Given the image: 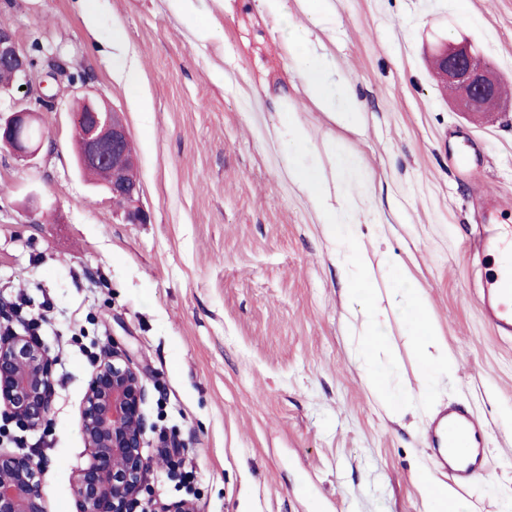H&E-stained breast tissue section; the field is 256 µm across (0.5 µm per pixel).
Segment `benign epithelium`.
Instances as JSON below:
<instances>
[{
  "instance_id": "7a95c632",
  "label": "benign epithelium",
  "mask_w": 512,
  "mask_h": 512,
  "mask_svg": "<svg viewBox=\"0 0 512 512\" xmlns=\"http://www.w3.org/2000/svg\"><path fill=\"white\" fill-rule=\"evenodd\" d=\"M432 64L461 111L488 113L499 104L501 79L468 42L442 44ZM0 73L11 77L10 83L0 85V95L23 86L24 97L36 105L6 117L0 114V145L19 158L32 157L47 136L40 114L54 108V97L43 91L45 81L14 32L2 27ZM71 122L79 167L108 168L111 180L105 192L112 204L126 223H144L137 162L127 148L129 134L121 113L86 97L71 112ZM53 391L52 359L42 343L15 330L0 336V412L26 430L44 429ZM144 395L129 356L117 347L105 353L88 382L81 412L80 432L91 458L73 478L80 512H196L191 499L154 506L156 465L163 464L174 477L179 462L165 447L157 460L144 455ZM0 512H49L34 460L0 450Z\"/></svg>"
}]
</instances>
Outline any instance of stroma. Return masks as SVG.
<instances>
[{
	"instance_id": "1",
	"label": "stroma",
	"mask_w": 512,
	"mask_h": 512,
	"mask_svg": "<svg viewBox=\"0 0 512 512\" xmlns=\"http://www.w3.org/2000/svg\"><path fill=\"white\" fill-rule=\"evenodd\" d=\"M316 47L333 93L351 86L363 134L333 123L304 94L275 19L248 0H0V26L44 64L62 65L43 113L42 149L0 152V302L45 316L54 360L51 425L26 431L0 415V448L35 456L49 512H78L72 478L91 455L80 433L90 356L118 346L139 371L148 444L178 446L188 484L158 471L157 500L197 512H421L414 469L431 457L424 418L392 420L354 357L361 321L344 302L324 226L284 172L271 131L277 96L305 123L324 173L333 150L376 185L370 223L382 244L365 263L390 326L402 385L421 370L388 300L392 257L425 289L455 362L440 408L485 427L489 465L453 486L470 512L512 496V338L495 335L478 297L486 260L469 251L482 202L512 225V94L496 116L457 112L429 65L438 41H470L512 82V0H332ZM217 23L198 40L202 17ZM141 68L112 72L113 27ZM90 94L121 112L138 160L144 224H128L79 172L69 112ZM482 153V169L465 162Z\"/></svg>"
}]
</instances>
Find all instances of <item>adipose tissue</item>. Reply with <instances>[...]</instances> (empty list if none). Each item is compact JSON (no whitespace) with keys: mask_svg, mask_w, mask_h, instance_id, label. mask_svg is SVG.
<instances>
[{"mask_svg":"<svg viewBox=\"0 0 512 512\" xmlns=\"http://www.w3.org/2000/svg\"><path fill=\"white\" fill-rule=\"evenodd\" d=\"M311 32L308 28L289 26L288 40L295 44H303V51L289 54V63L301 80L306 96L329 118L338 125L355 133L364 130L363 112L352 87L344 89V106H337L336 98L330 94L325 77L321 55L310 50ZM422 512H469L467 503L452 496L448 485L438 474L429 469H420L416 475Z\"/></svg>","mask_w":512,"mask_h":512,"instance_id":"adipose-tissue-1","label":"adipose tissue"}]
</instances>
